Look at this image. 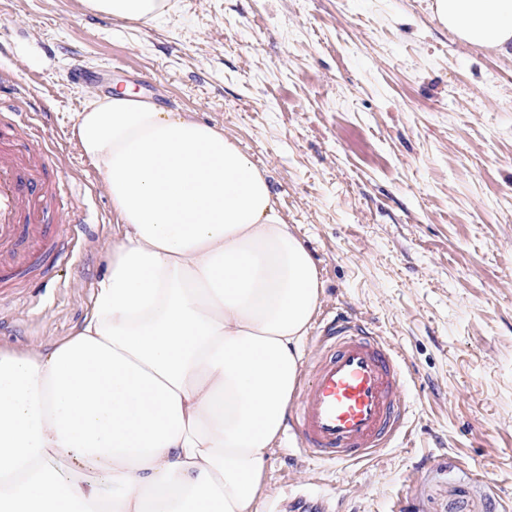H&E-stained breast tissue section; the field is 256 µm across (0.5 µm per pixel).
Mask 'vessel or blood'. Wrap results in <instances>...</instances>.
Segmentation results:
<instances>
[{
	"instance_id": "vessel-or-blood-1",
	"label": "vessel or blood",
	"mask_w": 512,
	"mask_h": 512,
	"mask_svg": "<svg viewBox=\"0 0 512 512\" xmlns=\"http://www.w3.org/2000/svg\"><path fill=\"white\" fill-rule=\"evenodd\" d=\"M45 131L0 124V294L40 280L66 259L61 178ZM289 432L310 457L339 465L366 460L400 429L407 405L402 363L382 337L337 315L320 338Z\"/></svg>"
}]
</instances>
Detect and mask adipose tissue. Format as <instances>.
<instances>
[{"label":"adipose tissue","mask_w":512,"mask_h":512,"mask_svg":"<svg viewBox=\"0 0 512 512\" xmlns=\"http://www.w3.org/2000/svg\"><path fill=\"white\" fill-rule=\"evenodd\" d=\"M85 2L135 22L165 6ZM430 10L512 58V0ZM73 135L120 234L68 341L0 353V512H258L320 302L314 259L217 126L118 88Z\"/></svg>","instance_id":"1"}]
</instances>
